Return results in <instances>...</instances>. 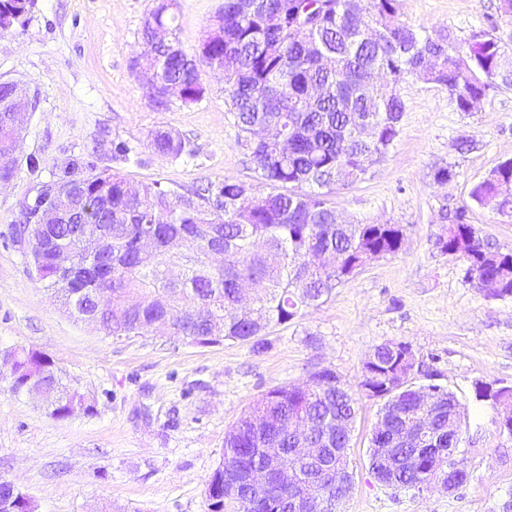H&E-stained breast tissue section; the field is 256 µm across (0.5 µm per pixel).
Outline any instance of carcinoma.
Returning a JSON list of instances; mask_svg holds the SVG:
<instances>
[{
  "label": "carcinoma",
  "mask_w": 512,
  "mask_h": 512,
  "mask_svg": "<svg viewBox=\"0 0 512 512\" xmlns=\"http://www.w3.org/2000/svg\"><path fill=\"white\" fill-rule=\"evenodd\" d=\"M36 0H0V30L7 31L35 8ZM175 0H157L145 20L143 39L151 55L136 63L152 71L147 86L162 104L167 88L181 90V101H199L200 71L224 77L228 105L255 173L254 182L222 181L205 189L176 192L161 184L137 183L117 172L97 171L81 158L54 176L73 189L70 214L53 224L38 250L40 280L67 309L95 322L108 336H147L160 324L171 336L206 346L250 342L325 302L356 274L366 255H397L404 243L399 224L336 223L330 196L340 186L364 178L400 134L405 104L399 85L420 80L448 90L457 111L470 113L491 92L512 85V59L499 40L455 41L445 31L415 29L399 19L398 0H366L381 37L373 40L357 25L351 0H224L220 25L207 29L191 52L168 39L154 41V30H173ZM437 57L429 71L425 59ZM391 76L384 85L378 73ZM375 126L369 140L358 137ZM283 128L288 150L264 139L262 130ZM159 155L179 158L185 138L172 130L151 134ZM512 159L476 183L471 199L500 214H512ZM436 246L464 262L470 282L495 280L498 298H512V252H503L467 220V210L441 215ZM112 239V252H98L99 240ZM335 255L341 269L315 262ZM260 289L259 319L241 318L239 283ZM13 361L10 390L25 392L36 382L53 396L51 416L64 419L87 411L78 390L62 383L54 362L37 351L7 350ZM406 347L379 346L364 363L359 387L382 401L399 398L401 413L385 426L406 425L424 411L420 391L440 400L434 409L437 434L431 447L391 455L383 470L369 458L377 480L417 489L427 480H468L464 457L448 461V419L459 418L456 395L435 382L436 373L419 369ZM421 375L428 383L413 385ZM336 372L316 369L305 387L289 385L266 392L228 430L224 458L206 483L210 512L224 503L239 512H288V503H310L309 512H336L351 488L336 484L330 472L347 466L342 453L350 434L336 429L339 419L355 420L357 399L348 385L336 386ZM301 421L312 427L316 459L288 462L296 471L291 487L249 484L248 474L266 464L262 449L274 444L288 455L291 430ZM0 512H33L30 500L12 482L0 479Z\"/></svg>",
  "instance_id": "1"
}]
</instances>
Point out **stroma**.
Returning a JSON list of instances; mask_svg holds the SVG:
<instances>
[{"instance_id": "1", "label": "stroma", "mask_w": 512, "mask_h": 512, "mask_svg": "<svg viewBox=\"0 0 512 512\" xmlns=\"http://www.w3.org/2000/svg\"><path fill=\"white\" fill-rule=\"evenodd\" d=\"M222 3L178 0L175 38L197 47ZM153 7L154 0H37L24 24L0 36V81L21 82L38 100L16 175L0 184V353L45 354L88 405L54 419L47 399L13 394L9 375L0 374V479L17 484L35 512H209L205 483L224 456L225 433L256 400L323 366L358 388L373 346L404 341L464 409L468 480L450 494L378 482L368 447L381 403L362 397L349 452L353 488L339 512H502L512 438L500 434L475 386H512V299L474 288L465 264L435 241L442 209L463 208L490 242L512 251V217L470 197L512 158V86L465 114L445 89L401 84L399 137L364 179L332 197L346 220L402 225L401 252L372 261L327 301L270 329L262 348L108 336L37 276L19 234L24 203L75 158L179 192L254 179L221 75L202 70L205 94L195 103L173 97L160 106L149 97L133 62ZM400 19L458 40L493 33L512 57V14L500 0H400ZM158 129L183 134L188 155L156 154L149 140ZM116 141L128 143V156L113 153ZM444 165L455 176L441 184L433 173Z\"/></svg>"}]
</instances>
